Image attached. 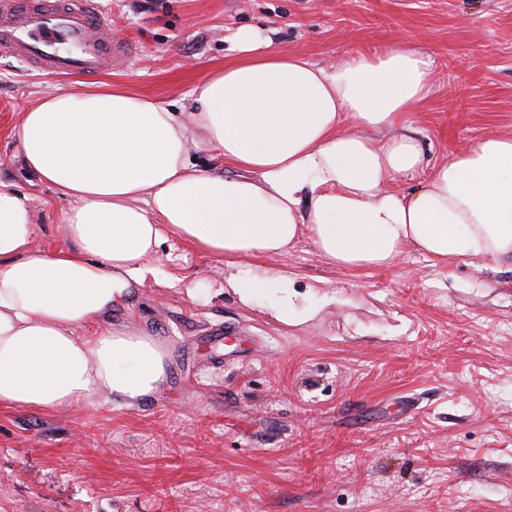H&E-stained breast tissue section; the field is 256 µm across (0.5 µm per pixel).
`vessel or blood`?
Instances as JSON below:
<instances>
[{
    "instance_id": "obj_1",
    "label": "vessel or blood",
    "mask_w": 512,
    "mask_h": 512,
    "mask_svg": "<svg viewBox=\"0 0 512 512\" xmlns=\"http://www.w3.org/2000/svg\"><path fill=\"white\" fill-rule=\"evenodd\" d=\"M0 52L42 71L86 78L121 68L131 55L100 0H0Z\"/></svg>"
}]
</instances>
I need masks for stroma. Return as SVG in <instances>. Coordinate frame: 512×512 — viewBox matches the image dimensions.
I'll return each mask as SVG.
<instances>
[{"label":"stroma","mask_w":512,"mask_h":512,"mask_svg":"<svg viewBox=\"0 0 512 512\" xmlns=\"http://www.w3.org/2000/svg\"><path fill=\"white\" fill-rule=\"evenodd\" d=\"M134 52L99 77L61 78L0 56V180L30 199L34 243L66 203L27 175L11 130L51 86L120 84L180 108L232 59L240 26L326 65L396 40L428 55L433 86L405 118L428 163L512 134V0H103ZM160 271L114 308L170 354L166 389L135 405L0 406V512H512V263L439 265L414 249L380 269L327 262L308 238L239 267L170 237ZM205 282L198 297L189 286ZM287 326L271 312L281 289ZM234 328L236 344L211 338Z\"/></svg>","instance_id":"1"}]
</instances>
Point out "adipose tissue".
<instances>
[{
  "instance_id": "ef3b65f1",
  "label": "adipose tissue",
  "mask_w": 512,
  "mask_h": 512,
  "mask_svg": "<svg viewBox=\"0 0 512 512\" xmlns=\"http://www.w3.org/2000/svg\"><path fill=\"white\" fill-rule=\"evenodd\" d=\"M231 41L233 59L182 110L123 86L57 85L21 112L24 168L67 206L51 227L63 247H35L27 197L0 181V405L131 404L163 390L165 343L106 322L170 235L219 263L282 255L304 236L351 269L409 247L441 264L512 259V135L436 163L412 195L388 188L424 166L402 124L431 92L426 55L394 42L318 66L276 50L268 29ZM197 151L233 174L193 168Z\"/></svg>"
}]
</instances>
